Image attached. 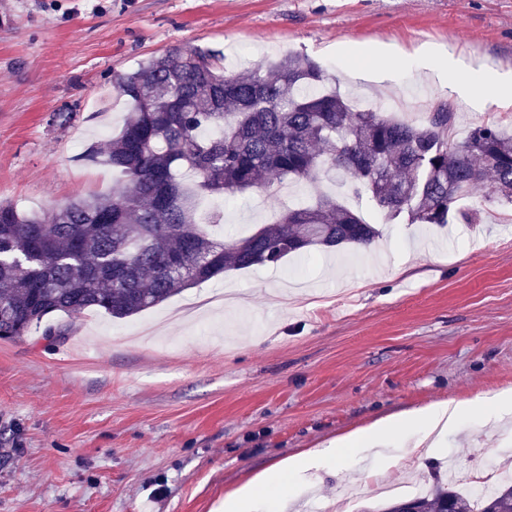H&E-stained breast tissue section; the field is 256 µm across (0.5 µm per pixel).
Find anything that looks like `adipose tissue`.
<instances>
[{
  "mask_svg": "<svg viewBox=\"0 0 512 512\" xmlns=\"http://www.w3.org/2000/svg\"><path fill=\"white\" fill-rule=\"evenodd\" d=\"M375 50L382 55L387 66L383 72L384 78L393 74L405 64L416 63L420 66L436 64L438 72L449 75H460L461 70L456 59L445 49L422 47L415 53L408 54L393 44L376 45ZM512 412V394L501 392L493 397H476L467 401L443 400L426 407L405 412L404 416H390L373 424L349 433L336 441L330 442L327 448L319 452H302L289 457L256 474L247 484L233 493L228 494L222 506L223 512H252L255 502L264 494L266 488L273 484L282 483L288 474H299L310 469L315 460L342 461L344 449L357 444L375 445L385 437L394 433L400 419H408L422 423L425 431L431 432L437 428H446L461 423L471 415L484 416L490 413L506 414Z\"/></svg>",
  "mask_w": 512,
  "mask_h": 512,
  "instance_id": "1",
  "label": "adipose tissue"
}]
</instances>
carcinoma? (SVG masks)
Returning a JSON list of instances; mask_svg holds the SVG:
<instances>
[{"label":"carcinoma","instance_id":"cac0c4a2","mask_svg":"<svg viewBox=\"0 0 512 512\" xmlns=\"http://www.w3.org/2000/svg\"><path fill=\"white\" fill-rule=\"evenodd\" d=\"M328 81L302 54L242 77L183 47L113 75L131 112L104 149L86 154L119 174L112 195L41 213L0 203V338L20 340L58 312L131 317L228 270L379 235L361 210L327 194L244 237L218 239L199 224L198 195L229 201L262 177L273 186L333 176L396 223L474 221L480 209L462 212L458 203L477 191L485 204L512 205V134L499 125L455 141L445 101L400 121L355 109ZM406 507L512 512V482L478 501L436 484L376 512Z\"/></svg>","mask_w":512,"mask_h":512}]
</instances>
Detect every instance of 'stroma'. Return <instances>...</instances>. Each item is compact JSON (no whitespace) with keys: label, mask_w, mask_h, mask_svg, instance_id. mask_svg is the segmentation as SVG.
<instances>
[{"label":"stroma","mask_w":512,"mask_h":512,"mask_svg":"<svg viewBox=\"0 0 512 512\" xmlns=\"http://www.w3.org/2000/svg\"><path fill=\"white\" fill-rule=\"evenodd\" d=\"M450 48L466 74L512 64V0H0V202L48 211L112 192L109 167L80 157L108 142L130 107L112 76L173 46L215 54L229 74L288 54L317 61L361 109L411 120L447 101L455 139L512 108L469 99L411 65L378 79L363 47ZM347 53H337V46ZM364 77L349 76V68ZM273 191L200 199L221 234L273 221ZM395 224L368 246L312 249L279 267L231 270L126 319L89 309L69 336L0 339V512H217L227 493L275 462L374 421L440 400L512 390V221ZM419 424L343 465L292 476L290 507L350 512L385 503L407 475L452 483L512 451L507 418L468 417L411 450Z\"/></svg>","instance_id":"stroma-1"}]
</instances>
